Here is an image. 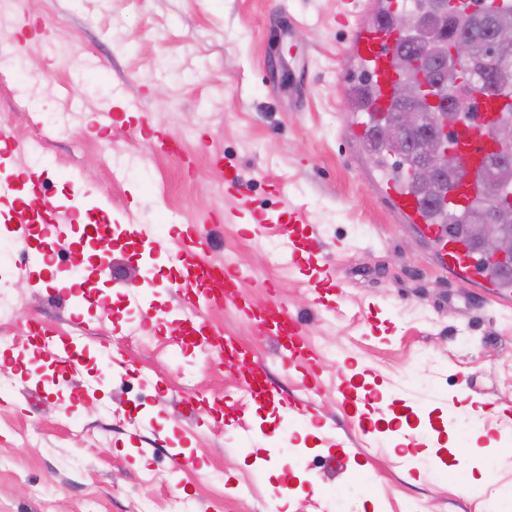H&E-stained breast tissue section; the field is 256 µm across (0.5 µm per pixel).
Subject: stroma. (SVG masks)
I'll return each instance as SVG.
<instances>
[{
  "instance_id": "stroma-1",
  "label": "stroma",
  "mask_w": 512,
  "mask_h": 512,
  "mask_svg": "<svg viewBox=\"0 0 512 512\" xmlns=\"http://www.w3.org/2000/svg\"><path fill=\"white\" fill-rule=\"evenodd\" d=\"M343 3L23 0L0 13L17 62L0 72V126L39 144L42 199L68 187L108 199L113 223L160 228L150 255L114 236L107 279L81 265L106 310L75 313L68 292L36 275L9 281L16 315L0 338L18 352L0 358V512H138L147 497L155 512L183 497L196 512H282L283 484L293 512H483L491 499L512 512V290L444 270L431 240L378 192L373 157L341 106L360 80L336 22ZM157 131L179 151H157ZM232 169L255 218L236 216ZM293 208L316 227L314 252L339 293L316 296L309 270L268 262L283 239L256 218ZM180 224L205 227L204 260L230 265L251 304L306 318L318 395L232 308L207 316L263 360L279 404L250 403L243 373L219 355L172 345ZM38 326L83 339L81 372L21 353ZM341 373L373 377L368 409L408 418L409 451L388 430L360 444L336 391ZM463 386L484 415L472 417ZM306 397L318 426L287 408ZM74 423L95 441L74 436ZM340 436L357 459L338 451ZM178 452L191 466L175 469Z\"/></svg>"
}]
</instances>
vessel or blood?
Here are the masks:
<instances>
[{"label":"vessel or blood","instance_id":"1","mask_svg":"<svg viewBox=\"0 0 512 512\" xmlns=\"http://www.w3.org/2000/svg\"><path fill=\"white\" fill-rule=\"evenodd\" d=\"M402 36L388 18L377 24L352 33V44L361 67L371 87V94L355 124L358 132L364 133L381 121L392 107L390 92L398 75L395 70L394 49ZM512 118V97L482 102L475 125L468 129L469 136L461 150L467 161V175L463 180L466 203L479 197V186L474 179L478 164L486 147L491 123ZM34 175L25 171L19 174L0 176V219L10 226L16 243L30 254L29 266L19 267L18 275L27 276L33 270L50 263L52 245L70 241L71 216L57 203H48L42 210L15 216V204L24 186L33 182ZM381 193L400 212L407 223L435 242L442 265L457 274H468L476 269L475 259L460 244L449 241L440 225L431 221L429 209L407 185L396 179H387L379 186ZM90 220L93 237L103 240L112 233V211L108 202H99L86 212ZM279 219L288 226V259H295L299 246L314 241V231L304 225L299 210L281 213ZM204 237L199 226H190L183 237L180 260L188 270L186 279L178 281L176 288L189 309L210 310L230 306L252 320L259 332L275 338L278 345L288 353L296 368L313 365L316 359L306 338V322L302 317L288 313L281 304L264 307L250 305L239 289V277L230 268L207 263L202 258ZM180 348L199 347L219 352L225 360L238 358L240 351L234 341L223 338L222 332L212 324L199 320L191 327L182 329L174 339ZM38 350L49 355L55 362L68 367H78L84 358V348L79 339L65 335L39 334L35 338ZM262 361H254L248 369L246 392L254 404L268 405L277 399L276 390L263 379Z\"/></svg>","mask_w":512,"mask_h":512}]
</instances>
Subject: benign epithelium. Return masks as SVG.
Listing matches in <instances>:
<instances>
[{
    "label": "benign epithelium",
    "mask_w": 512,
    "mask_h": 512,
    "mask_svg": "<svg viewBox=\"0 0 512 512\" xmlns=\"http://www.w3.org/2000/svg\"><path fill=\"white\" fill-rule=\"evenodd\" d=\"M391 20L416 42L448 43V56L429 61L428 73L420 81L395 85L398 119L383 135L399 142L412 141L422 157L416 170L419 182L443 179L451 187L462 176L464 160L459 150L448 147V138L458 131L448 128L439 113L465 110L460 95L464 85L471 87L473 97L496 95L502 80L498 50L512 45V26L491 20L472 34L450 36L448 29L433 31L411 13H397ZM511 205L512 199H502L498 190L487 198L483 213L472 226V237L483 254L512 256V226L500 220Z\"/></svg>",
    "instance_id": "7a95c632"
}]
</instances>
